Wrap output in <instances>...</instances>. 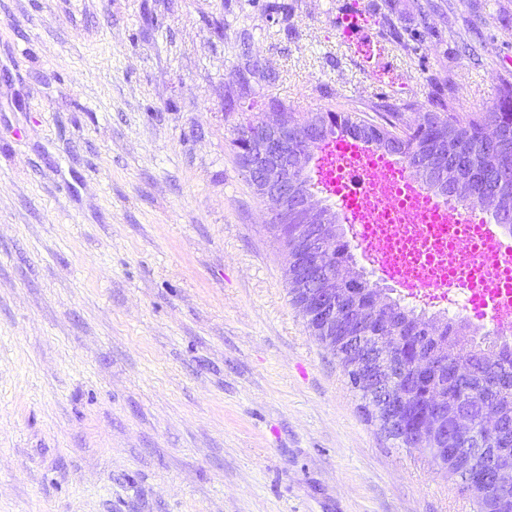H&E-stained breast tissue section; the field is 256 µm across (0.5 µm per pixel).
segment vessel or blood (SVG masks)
I'll list each match as a JSON object with an SVG mask.
<instances>
[{
    "label": "vessel or blood",
    "mask_w": 512,
    "mask_h": 512,
    "mask_svg": "<svg viewBox=\"0 0 512 512\" xmlns=\"http://www.w3.org/2000/svg\"><path fill=\"white\" fill-rule=\"evenodd\" d=\"M309 178L382 281L430 305L465 295L473 326L512 335V236L496 220L432 192L401 157L343 134L322 140ZM413 225L429 238L443 230L447 243L411 264L396 263Z\"/></svg>",
    "instance_id": "1"
}]
</instances>
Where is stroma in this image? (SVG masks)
<instances>
[{
  "instance_id": "1",
  "label": "stroma",
  "mask_w": 512,
  "mask_h": 512,
  "mask_svg": "<svg viewBox=\"0 0 512 512\" xmlns=\"http://www.w3.org/2000/svg\"><path fill=\"white\" fill-rule=\"evenodd\" d=\"M266 2L0 0V512H474L308 328L233 142L489 111L512 0Z\"/></svg>"
}]
</instances>
